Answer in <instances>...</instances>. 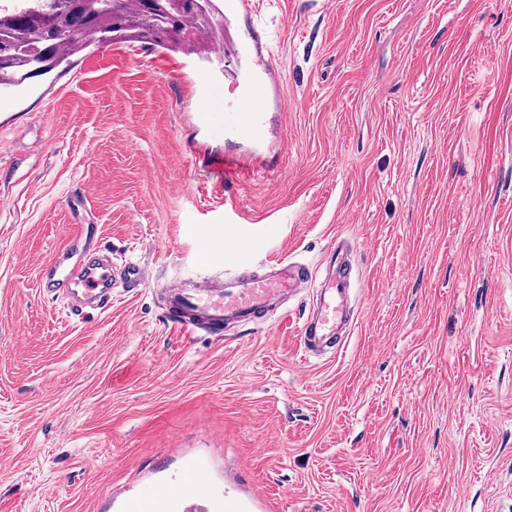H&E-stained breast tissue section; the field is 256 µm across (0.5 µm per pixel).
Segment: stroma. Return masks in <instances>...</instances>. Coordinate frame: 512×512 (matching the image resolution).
Here are the masks:
<instances>
[{"label":"stroma","mask_w":512,"mask_h":512,"mask_svg":"<svg viewBox=\"0 0 512 512\" xmlns=\"http://www.w3.org/2000/svg\"><path fill=\"white\" fill-rule=\"evenodd\" d=\"M278 78L232 114L244 17L116 35L0 107V512H120L171 478L268 512H512V0H259ZM221 46L226 76L202 71ZM238 160L223 183L197 153ZM96 226L154 279L71 314L40 268ZM355 250L360 315L303 351L311 292L223 336L158 291Z\"/></svg>","instance_id":"obj_1"}]
</instances>
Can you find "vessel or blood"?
I'll return each mask as SVG.
<instances>
[{"mask_svg":"<svg viewBox=\"0 0 512 512\" xmlns=\"http://www.w3.org/2000/svg\"><path fill=\"white\" fill-rule=\"evenodd\" d=\"M230 13L249 17L246 30L251 71L246 81L247 97L261 99L273 77L266 51L267 34L252 18L254 0H227ZM353 268L339 267L327 277L316 268L285 258L266 262L262 273H245L224 278L185 279L161 288V308L168 323L186 336L209 334L230 325L261 322L282 309L302 289H315L317 304L300 327V343L308 354L321 347L339 348L346 336L341 329L353 325L348 286ZM47 292L62 288L72 313L85 308L103 311L112 304L116 288H141L151 277L146 265L125 261L112 263L102 248L100 236L81 224L69 225L66 243L42 270ZM181 461L179 475L172 481L149 484L135 495L122 498V512H224L223 499L210 492V476L185 450L175 452Z\"/></svg>","mask_w":512,"mask_h":512,"instance_id":"1","label":"vessel or blood"}]
</instances>
